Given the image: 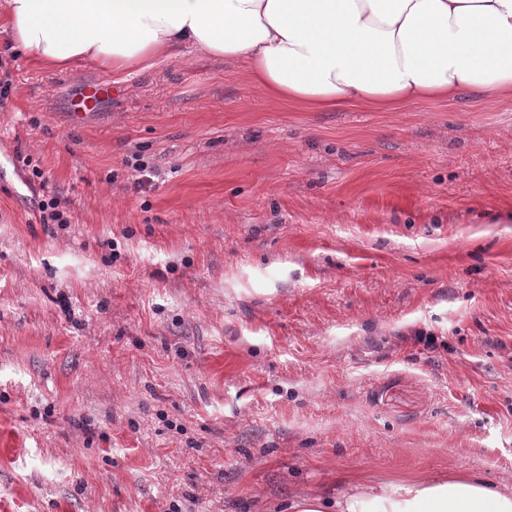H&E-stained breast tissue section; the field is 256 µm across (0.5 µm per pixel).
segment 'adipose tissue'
I'll return each instance as SVG.
<instances>
[{"label": "adipose tissue", "instance_id": "ef3b65f1", "mask_svg": "<svg viewBox=\"0 0 512 512\" xmlns=\"http://www.w3.org/2000/svg\"><path fill=\"white\" fill-rule=\"evenodd\" d=\"M0 33L42 64L145 72L183 48L244 62L256 89L308 110L392 112L461 90L512 100V0H0ZM290 512H512V486L477 475H348Z\"/></svg>", "mask_w": 512, "mask_h": 512}]
</instances>
